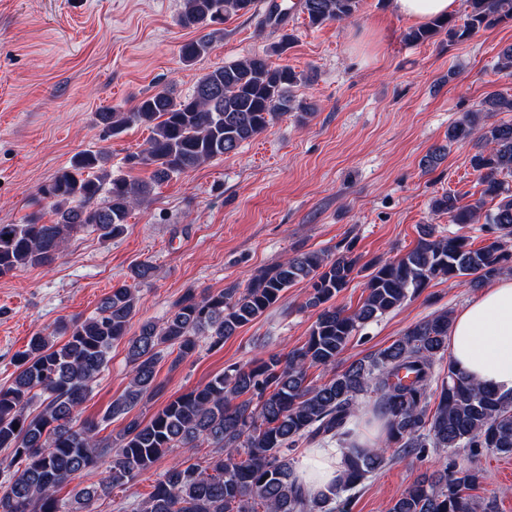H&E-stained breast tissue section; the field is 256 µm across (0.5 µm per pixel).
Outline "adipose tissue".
<instances>
[{
	"label": "adipose tissue",
	"mask_w": 512,
	"mask_h": 512,
	"mask_svg": "<svg viewBox=\"0 0 512 512\" xmlns=\"http://www.w3.org/2000/svg\"><path fill=\"white\" fill-rule=\"evenodd\" d=\"M448 356L455 368L503 393L512 392V276L497 278L452 319ZM343 448L305 451L295 468L298 482L319 494L343 475Z\"/></svg>",
	"instance_id": "ef3b65f1"
}]
</instances>
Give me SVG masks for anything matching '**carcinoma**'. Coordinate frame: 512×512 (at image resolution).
Listing matches in <instances>:
<instances>
[{"instance_id":"carcinoma-1","label":"carcinoma","mask_w":512,"mask_h":512,"mask_svg":"<svg viewBox=\"0 0 512 512\" xmlns=\"http://www.w3.org/2000/svg\"><path fill=\"white\" fill-rule=\"evenodd\" d=\"M358 3L299 0L298 6L310 25L320 26L352 18ZM466 4L464 17L435 18L411 30L409 40L423 43L443 33L455 44L512 20V0ZM256 7L257 0H183L178 24L209 32L180 46L181 63L193 65L230 15L254 13ZM310 80L254 54L203 74L183 98L161 89L128 112L106 108L97 113L104 139L134 124L151 130L145 148L126 157L131 169H151L150 180L112 176L103 169V151L77 155L39 188L55 216L51 223L34 212L23 224H0V276L52 265L67 239L84 229L103 241L121 236L132 209L162 182L236 152L282 115H306L308 106L293 88ZM483 108L512 112V98H488ZM448 142L473 143L470 163L478 172L481 195L465 202L445 192L433 198L432 208L452 224H475L485 216L482 230L492 241L482 247H472L465 235L436 236L424 226L414 248L384 262L360 264L350 243L334 253L300 252L260 271L244 289L236 284L199 294L187 289L165 320H145L129 338L139 286L156 271L141 262L131 268L133 283L112 287L91 316L58 321L33 334L27 348L13 357L14 378L0 384V450L7 451L0 459V512H63L59 487L110 460L104 482L75 491L70 512H82L161 457L204 444L212 448L207 464L174 461L137 512H336L340 492L380 469L387 448L417 455L429 448H486L511 455L512 394L482 387L451 364L443 374L436 372L448 351V313L434 314L387 347L338 367L362 325L400 307L432 281L468 277L479 288L512 273V186L504 181L512 176V123L488 124L480 112H468L448 128ZM488 198L497 205L484 215ZM361 272L366 273L362 302L353 311L336 306V295ZM301 282L308 289L304 307L316 311L301 346L232 363L168 401L149 420L130 419L113 437H101L97 423L79 420L114 343L127 339L130 379L112 401L107 420L163 392L156 370L162 349L173 356L174 366L191 357L203 337L210 348L221 349L225 339ZM314 367L328 374L319 385L308 382ZM365 398L375 399L384 422L377 448L360 443L356 413ZM302 442H335L347 449L339 485L314 495L297 482L290 452ZM482 479L478 469L425 474L388 512H496L495 498L478 501L466 494Z\"/></svg>"}]
</instances>
